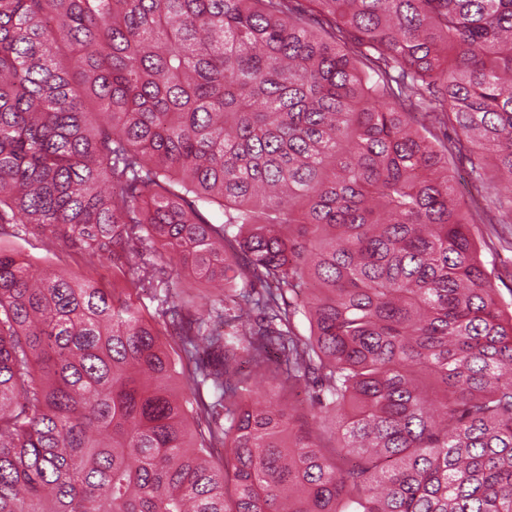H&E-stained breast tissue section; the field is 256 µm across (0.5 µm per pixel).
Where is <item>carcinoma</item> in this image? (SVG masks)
<instances>
[{
    "mask_svg": "<svg viewBox=\"0 0 512 512\" xmlns=\"http://www.w3.org/2000/svg\"><path fill=\"white\" fill-rule=\"evenodd\" d=\"M306 2L0 0V512H512V0ZM469 170L464 159L448 165L458 197L480 215L481 221L473 224L472 233L486 260L491 262L487 268L495 276L501 299L509 304L512 299V224H497L496 210L489 204L484 190L471 179ZM3 248L13 249L22 257L40 266H50L75 277H94L105 283H112V269L96 263H88L84 254L77 248L64 242H57L53 248H47L43 241L32 234L3 238Z\"/></svg>",
    "mask_w": 512,
    "mask_h": 512,
    "instance_id": "1",
    "label": "carcinoma"
}]
</instances>
